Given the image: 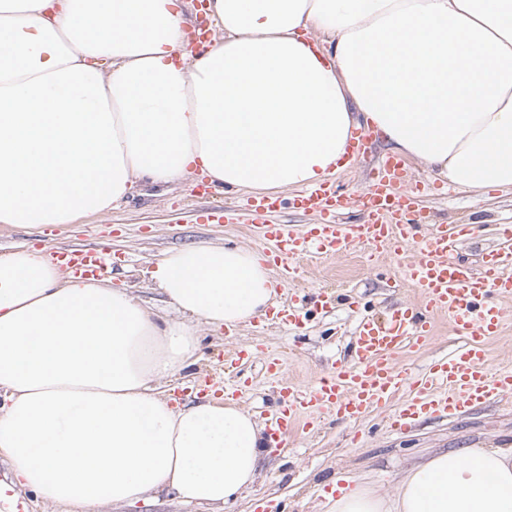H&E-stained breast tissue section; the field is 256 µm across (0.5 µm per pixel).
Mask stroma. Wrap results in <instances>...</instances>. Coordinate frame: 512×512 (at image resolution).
Instances as JSON below:
<instances>
[{
  "label": "stroma",
  "instance_id": "35a3bbf8",
  "mask_svg": "<svg viewBox=\"0 0 512 512\" xmlns=\"http://www.w3.org/2000/svg\"><path fill=\"white\" fill-rule=\"evenodd\" d=\"M387 154L378 136H371L365 157L332 176L346 199L339 215L342 223L364 221L355 200L368 184L371 167ZM410 173L430 186L424 205L432 223H477L475 236L461 250L468 262H477L493 246L498 225L512 224L511 187L453 190L446 178L415 160ZM201 182L198 176L169 183L140 179L121 206L105 214H87L70 224L49 226L0 224V251L20 244L38 250L104 246L112 255L111 284L130 288L142 301L163 308V295L149 272L166 251L198 244L261 246L248 225L198 222L200 210L230 206L244 198L243 193L220 186L201 189ZM302 264V278L280 294L281 300H292L301 314V327L289 330L255 318L231 333L204 332L198 366L169 383L174 398L181 402L193 398L205 382L219 392L231 383L239 390L238 402L261 425H269L282 385L313 382L334 364L349 360L359 313L381 319L389 308L411 303L418 294L417 289L398 283L393 271L370 267L359 246L328 258L309 256ZM323 290L335 296V310L329 314L314 305ZM466 342L449 327L447 318H439L430 344L404 354L403 365L409 372H423ZM240 350L245 353L241 359L236 356ZM270 354L279 358L273 373L264 368ZM506 444L512 446V397L452 418L426 415L402 433L389 431L384 412L378 410L357 422L327 416L314 432L292 434L285 445L274 448L255 485L233 506L185 505L174 495L163 494L147 503L109 504L104 512H258L259 506L269 502L275 504V512H326L325 495L337 477L368 473L385 480L399 466L438 451Z\"/></svg>",
  "mask_w": 512,
  "mask_h": 512
}]
</instances>
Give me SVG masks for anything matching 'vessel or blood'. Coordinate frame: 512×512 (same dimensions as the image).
I'll return each instance as SVG.
<instances>
[{"label": "vessel or blood", "instance_id": "b4317fda", "mask_svg": "<svg viewBox=\"0 0 512 512\" xmlns=\"http://www.w3.org/2000/svg\"><path fill=\"white\" fill-rule=\"evenodd\" d=\"M423 195L404 158L388 156L369 172V187L360 197L366 214L361 224L337 222L343 205L324 182L303 187L297 198L300 208L319 215L316 224L271 222L277 197L246 199L244 209L259 230L264 253L288 283L301 277L300 261L308 256L360 244L376 261L401 254L409 245L416 248L415 258L399 266L397 278L417 288L418 299L394 310L384 323L362 316L351 361L334 366L313 384L281 386L284 406L271 423L274 436L311 432L326 415L358 421L376 409L387 411L388 427L401 431L423 415H453L512 395V366L491 368L483 346L498 335L504 305L512 301V225L498 226L497 245L479 266H472L460 249L473 225L427 223ZM64 258L75 276L90 278L105 273L111 256L107 249L94 248ZM441 316L459 335L471 337V344L421 375L400 366V355L423 345Z\"/></svg>", "mask_w": 512, "mask_h": 512}]
</instances>
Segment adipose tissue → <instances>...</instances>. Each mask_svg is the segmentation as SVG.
<instances>
[{
	"label": "adipose tissue",
	"mask_w": 512,
	"mask_h": 512,
	"mask_svg": "<svg viewBox=\"0 0 512 512\" xmlns=\"http://www.w3.org/2000/svg\"><path fill=\"white\" fill-rule=\"evenodd\" d=\"M222 37L186 49L180 0H0V224L106 213L135 180L208 174L252 192L318 183L351 130L472 190L512 187V0H207ZM315 41H308V34ZM173 317L128 289L0 252V456L65 512L172 493L224 505L269 455L253 413L171 404L200 327L265 315L248 247L164 253ZM330 512H512V448H452L393 486L356 478Z\"/></svg>",
	"instance_id": "obj_1"
}]
</instances>
